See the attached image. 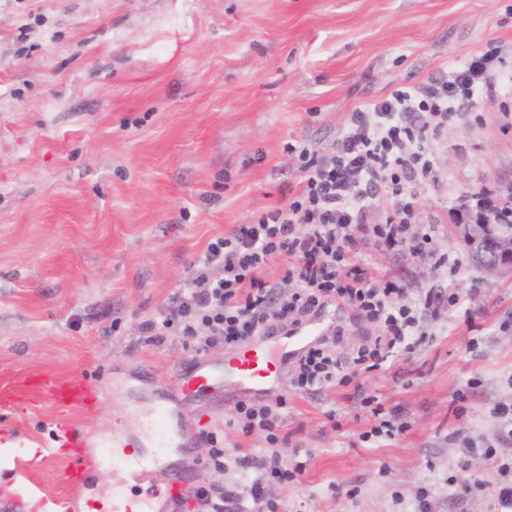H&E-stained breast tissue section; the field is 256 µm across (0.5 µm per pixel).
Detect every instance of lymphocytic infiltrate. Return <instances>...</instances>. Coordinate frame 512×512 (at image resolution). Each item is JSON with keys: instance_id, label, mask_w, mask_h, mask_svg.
I'll return each mask as SVG.
<instances>
[{"instance_id": "f902f5d3", "label": "lymphocytic infiltrate", "mask_w": 512, "mask_h": 512, "mask_svg": "<svg viewBox=\"0 0 512 512\" xmlns=\"http://www.w3.org/2000/svg\"><path fill=\"white\" fill-rule=\"evenodd\" d=\"M497 62L492 48L421 85L356 107L330 147L288 145L301 175L298 193L212 239L167 305L140 323L145 341L174 337L196 358L219 346L232 350L291 335L331 308L352 311L370 326L355 346L346 344L347 328L334 324L293 356L289 391L310 395L350 385L394 354L429 346L434 335L427 321L457 305L458 291L439 278L416 293L395 278L375 277L367 252L402 253L436 270L445 267L436 229L417 224L419 201L406 184L435 180L428 139L470 106L493 98ZM384 198L392 209L379 220L376 207ZM276 260L283 275L273 282L265 272ZM361 404L371 418L363 441L392 440L408 429L378 398L364 397ZM231 411L238 432L263 442L240 449L232 462L249 475L254 512H279L281 492L304 468L286 453L288 398L239 399ZM461 446L464 456L490 461L501 512H512V457L486 438L466 436Z\"/></svg>"}]
</instances>
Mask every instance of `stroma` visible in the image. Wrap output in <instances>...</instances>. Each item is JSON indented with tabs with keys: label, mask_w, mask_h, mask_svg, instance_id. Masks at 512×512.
<instances>
[{
	"label": "stroma",
	"mask_w": 512,
	"mask_h": 512,
	"mask_svg": "<svg viewBox=\"0 0 512 512\" xmlns=\"http://www.w3.org/2000/svg\"><path fill=\"white\" fill-rule=\"evenodd\" d=\"M506 90L431 139L435 180L413 181L418 221L472 302L428 323L436 339L412 374L375 371L365 393L410 428L364 442L354 386L292 396L284 426L306 469L282 512H393L392 492L421 487L434 512H497L462 502L445 479L459 435L495 437L488 409L512 401V273L476 265L478 221L458 209L480 187L512 198V0H0V430L51 448L59 418L105 436L137 434L146 402L174 398L191 459L200 431L226 448L262 447L230 423V405L177 394L189 360L178 341L138 343L211 239L295 195L287 143L329 147L351 109L418 85L491 46ZM413 290L434 274L372 252ZM122 334H113V321ZM84 373L97 412L60 413L28 379ZM357 489L347 499V489Z\"/></svg>",
	"instance_id": "stroma-1"
}]
</instances>
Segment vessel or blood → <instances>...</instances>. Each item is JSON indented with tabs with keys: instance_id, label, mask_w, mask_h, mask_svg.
<instances>
[{
	"instance_id": "obj_1",
	"label": "vessel or blood",
	"mask_w": 512,
	"mask_h": 512,
	"mask_svg": "<svg viewBox=\"0 0 512 512\" xmlns=\"http://www.w3.org/2000/svg\"><path fill=\"white\" fill-rule=\"evenodd\" d=\"M326 330L325 318L309 322L305 331L296 334L293 351H300L323 336ZM35 386L48 390L54 404L63 411L70 408L96 411L104 391L103 386L82 375L66 381L41 377ZM279 386L273 359L261 344L254 342L241 346L236 356L221 366L193 361L180 377L182 394L201 399L219 394L228 399L259 398L271 394ZM147 427L162 438L163 452L135 451L130 449L126 438L116 436L112 441L105 442L94 433H77L71 427H63L59 439L68 450L69 468L65 474L68 493L53 499L45 497L31 485V462L26 455V444L17 433H9L4 443L0 444V459L10 466L9 479L0 482V498L12 499L23 487L38 507L50 503L57 512H65L72 496L83 491L87 478L108 466L116 478L112 496L108 499H87L89 512H161L156 506L159 496H166L170 501L185 497L194 476L173 461L174 455L185 453L186 445L180 440V420L165 402L153 405ZM159 470L167 473L166 488L161 492L149 487L153 475ZM131 482L138 486L147 485L146 495L125 493V486Z\"/></svg>"
}]
</instances>
